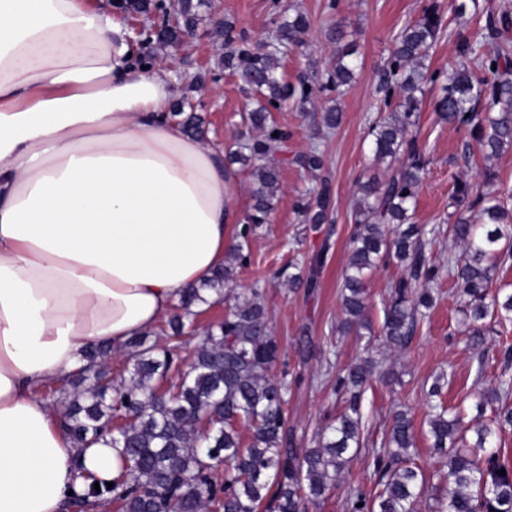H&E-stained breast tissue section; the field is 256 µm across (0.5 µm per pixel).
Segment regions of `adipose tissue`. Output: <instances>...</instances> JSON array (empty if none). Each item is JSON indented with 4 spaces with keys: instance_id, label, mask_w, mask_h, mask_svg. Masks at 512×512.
I'll return each instance as SVG.
<instances>
[{
    "instance_id": "obj_1",
    "label": "adipose tissue",
    "mask_w": 512,
    "mask_h": 512,
    "mask_svg": "<svg viewBox=\"0 0 512 512\" xmlns=\"http://www.w3.org/2000/svg\"><path fill=\"white\" fill-rule=\"evenodd\" d=\"M175 96L112 12L0 0V512H65L119 476L41 390L155 329L232 245L224 156L166 120Z\"/></svg>"
}]
</instances>
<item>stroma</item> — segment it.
I'll return each instance as SVG.
<instances>
[{"label": "stroma", "mask_w": 512, "mask_h": 512, "mask_svg": "<svg viewBox=\"0 0 512 512\" xmlns=\"http://www.w3.org/2000/svg\"><path fill=\"white\" fill-rule=\"evenodd\" d=\"M433 0H206L202 17L190 45L152 50L151 63L175 78L180 95L196 104L205 120V143L223 147L239 128L251 100L237 76L225 71L222 62L225 21L249 40H267L273 33L276 11L296 6L309 19L303 43L282 56L279 75L298 85L310 66L328 70L337 44L354 49L360 62L353 81L343 89L341 126L326 132L322 125L325 99L317 97L305 108L288 105L273 111L274 120L289 133L288 151L298 153L319 146L324 171L331 181V220L312 228L301 223L295 204L310 187L309 177L292 164H281L280 181L269 223L257 225L250 239V262L237 270L230 285L232 294L260 287L268 312V327L281 349L278 371L294 377L288 392L286 435L296 450L313 447L318 430L341 410L333 392L337 370L365 356L363 340L339 331L343 318L340 300L342 273L348 262L349 241L355 226L351 211L359 179L384 176L387 165L371 150L369 127L377 116L382 94L379 83L395 48V37L406 23L421 17ZM340 29V42H331L329 29ZM204 82L190 87L195 73ZM435 88H427L420 108L418 145L429 165L418 191L414 221L435 231L428 248L435 260L444 261L460 252V244L448 234L450 203L458 182L480 184L484 191L512 192V150L483 160L475 140L440 121L435 110ZM327 257L318 286L307 290L288 282L289 275L307 268L319 252ZM435 307L416 329L405 349L390 350L375 344V358L382 360L393 376L367 390L361 401L365 435L380 446L386 421L393 411L410 408L418 424L415 461L425 472L437 469V459L423 420L427 405L422 386L439 374L447 382L441 399L460 407L474 418L473 398L492 390L503 370L494 356L496 337L482 346H472L459 333L462 297L451 278L435 283Z\"/></svg>", "instance_id": "obj_1"}]
</instances>
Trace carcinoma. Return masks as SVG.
Here are the masks:
<instances>
[{
	"mask_svg": "<svg viewBox=\"0 0 512 512\" xmlns=\"http://www.w3.org/2000/svg\"><path fill=\"white\" fill-rule=\"evenodd\" d=\"M203 2L177 0V24L150 31L147 39L162 47L180 42L200 21ZM134 11L148 17L164 14L163 0H133ZM472 10L483 21L480 40L455 32L461 60L478 56L493 80L479 78L465 64L448 72H428L426 60L436 40L448 29L441 6L425 9L396 37L395 49L380 81L383 105L390 109L370 127L377 158L398 163L383 179L372 177L359 185L352 218L355 232L341 288L344 333L361 335L367 322L369 273L383 259H395L406 273L394 280L383 303L384 344L404 348L417 321L426 317L434 297L429 284L448 272L466 298L461 309L464 332L481 343L490 328L485 319L512 313V293L492 294L489 284L496 268L512 260V234L499 225L512 223L506 196L485 193L461 183L453 204L450 232L463 243L462 252L436 262L427 249L424 229L409 223L428 160L416 145V128L425 94L424 85L442 82L435 111L441 120L476 137L479 151L489 160L512 148V10H494L479 0L454 5L460 18ZM309 26L300 11L276 21L273 40L253 46L224 22V68L240 77L255 97L242 118L243 129L228 145L227 155L251 167L253 204L237 232V242L203 288L180 293L165 322L177 339L198 315L224 301V286L236 269L249 264L248 237L252 226L267 224L279 185V170L266 159L287 152L288 130L271 117L275 104L290 99L304 106L324 94L323 126L333 131L343 119L337 96L358 67L351 53L336 49L327 72L311 70L295 87L278 74L280 55L297 45ZM292 163L319 184L297 204L306 224L330 220V179L320 176L322 154L315 148L295 155ZM127 375L112 380V348L93 344L86 363L60 379L65 425L75 441L90 448L100 441L116 449L126 467L113 487L78 495L72 506L84 509L107 495L121 512H308L323 501L361 452L364 426L359 402L377 381L374 360L366 359L336 375V395L347 409L317 433L314 447L302 453L285 447L284 426L288 381L271 370L279 357L275 337L268 331L262 293L254 288L236 297L224 321L210 326L196 347L189 369L180 381L166 386L179 359V345L163 346L147 333L131 338L125 347ZM478 423L467 422L439 402L430 407L425 423L438 455L434 475L439 485L414 462L416 427L406 412L391 418L386 446L367 449L372 488L353 483L344 501L345 512H512V469L488 449L497 432L512 427V378L500 379L496 390L476 403ZM250 432L243 445L238 426ZM505 470L506 475L497 474Z\"/></svg>",
	"mask_w": 512,
	"mask_h": 512,
	"instance_id": "cac0c4a2",
	"label": "carcinoma"
}]
</instances>
